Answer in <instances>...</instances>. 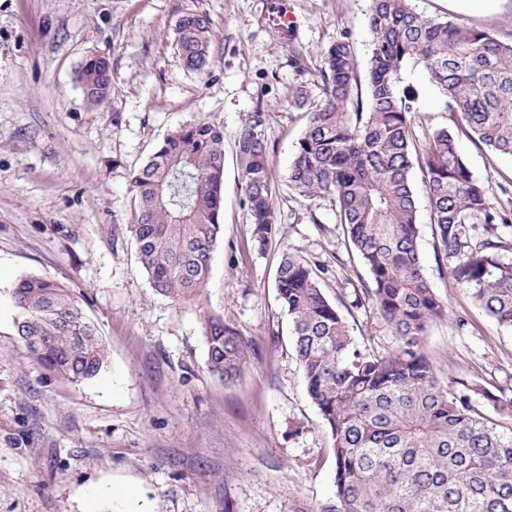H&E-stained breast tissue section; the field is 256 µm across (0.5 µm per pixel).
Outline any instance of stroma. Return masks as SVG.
Wrapping results in <instances>:
<instances>
[{"label":"stroma","instance_id":"obj_1","mask_svg":"<svg viewBox=\"0 0 512 512\" xmlns=\"http://www.w3.org/2000/svg\"><path fill=\"white\" fill-rule=\"evenodd\" d=\"M418 12L512 41V0L472 10L461 0H414ZM369 0H0V512H291L331 497V439L309 400L275 274L284 254L325 265L326 296L356 343L397 340L371 304L355 305L369 275L329 202L288 187L309 108L320 101L321 52L349 40L371 53ZM284 10L294 41L263 23ZM208 14L214 62L196 76L173 46L176 20ZM304 60L294 65L292 49ZM109 60L112 86L92 105L78 71ZM416 136L454 116L419 66ZM306 87L308 102L294 99ZM265 115L275 226L254 248L236 136ZM224 126V226L200 295L157 293L130 232L131 177L173 129ZM459 149L491 201L512 190V156L463 137ZM421 171H414L425 274L447 306L423 349L441 380L512 390V329L500 326L442 269ZM30 275L72 289L97 326L109 363L74 383L46 371L16 331V284ZM220 315L248 342L240 377L207 368L203 322Z\"/></svg>","mask_w":512,"mask_h":512}]
</instances>
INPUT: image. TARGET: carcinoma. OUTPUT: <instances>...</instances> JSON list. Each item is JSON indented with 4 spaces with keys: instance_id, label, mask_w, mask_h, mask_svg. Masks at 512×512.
Segmentation results:
<instances>
[{
    "instance_id": "1",
    "label": "carcinoma",
    "mask_w": 512,
    "mask_h": 512,
    "mask_svg": "<svg viewBox=\"0 0 512 512\" xmlns=\"http://www.w3.org/2000/svg\"><path fill=\"white\" fill-rule=\"evenodd\" d=\"M372 52L361 78L353 47L322 52L321 102L307 112L288 186L331 203L368 271L361 294L397 338L385 353L352 338L324 295V265L291 253L276 271L278 299L292 326L306 393L332 440L333 495L316 510L292 512H512V396L455 378L443 384L422 348L428 323L446 305L425 275L419 251L413 166L424 175L436 256L452 279L499 325L512 327V250L497 233L512 222V199L492 203L458 146L462 132L512 156V41L416 11L413 0H371ZM174 48L187 71L213 59L205 13L176 21ZM420 64L457 118L419 143L412 136L416 96L400 88ZM112 75L88 59L79 82L102 104ZM253 112L235 146L243 164L252 242L262 250L275 224L274 189L261 127ZM137 217L130 225L152 288L173 299L200 294L222 233L224 130L209 121L182 125L133 174ZM483 234H477V225ZM18 336L36 361L72 382L95 377L107 347L72 291L41 276L13 291ZM208 370L230 383L247 361V343L220 316L205 321Z\"/></svg>"
}]
</instances>
